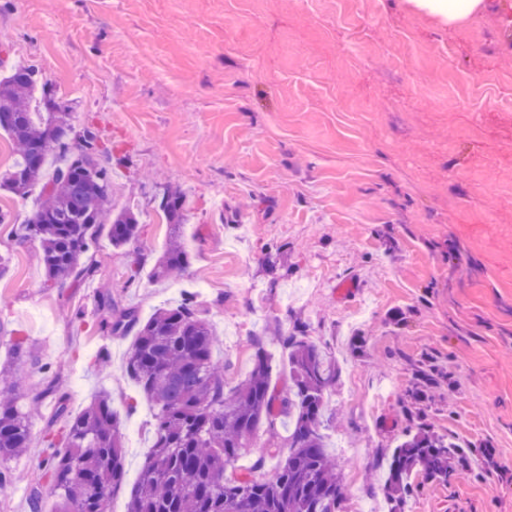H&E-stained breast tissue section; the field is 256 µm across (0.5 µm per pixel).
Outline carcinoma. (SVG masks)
<instances>
[{
  "label": "carcinoma",
  "instance_id": "cac0c4a2",
  "mask_svg": "<svg viewBox=\"0 0 512 512\" xmlns=\"http://www.w3.org/2000/svg\"><path fill=\"white\" fill-rule=\"evenodd\" d=\"M38 70L16 65L0 78V130L18 149V158L0 189L25 196L39 188L40 204L24 226L23 238L36 240L48 278L94 280L100 261L90 253L102 231L121 248L140 238L138 211L112 207L110 163L96 149L97 135L78 133L72 113L46 100L40 111L34 97ZM160 208L168 223H185L184 195L163 193ZM189 254L178 231L170 234L163 256L151 270L160 280L186 270ZM100 328L111 335L137 329L125 370L155 409L153 439L132 491L127 512H345V488L325 444V409L336 390L338 370L325 349L306 339L305 326L279 337L287 351L290 384L284 392L271 385V356L260 345L247 378L233 388L224 383V366L213 361L217 335L203 315L197 296L184 295L160 307L146 322L136 308L120 306L106 294ZM16 370L0 371V485L16 479L6 463L30 445V417L54 400L51 422L64 421L62 443L48 439L43 460L50 482L46 493L33 492L31 512H44V496L54 512H109L112 495L125 479L124 427L111 397L100 394L80 415L71 416L65 394L47 385L33 397L13 393ZM288 419V436L278 432ZM264 430L263 454L252 469L237 470ZM288 455L269 477L255 471L267 459ZM465 450L421 424L409 429L390 464L389 488L398 505L412 493L411 474L448 481Z\"/></svg>",
  "mask_w": 512,
  "mask_h": 512
}]
</instances>
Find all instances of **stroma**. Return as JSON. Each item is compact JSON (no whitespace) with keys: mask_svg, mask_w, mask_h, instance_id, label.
Wrapping results in <instances>:
<instances>
[{"mask_svg":"<svg viewBox=\"0 0 512 512\" xmlns=\"http://www.w3.org/2000/svg\"><path fill=\"white\" fill-rule=\"evenodd\" d=\"M17 64L97 133L115 207L140 211L139 245H95L114 301L145 319L197 290L230 387L258 339L286 387L275 339L299 322L344 351L327 445L346 512H390L418 414L470 453L448 482L417 475L405 512H512V0L454 25L413 0H0V75ZM167 184L186 194L190 264L157 281ZM37 203L0 190V367L19 345L51 363L75 415L111 395L126 473L109 510L127 512L153 423L125 372L134 337L101 331L98 281H48L19 238ZM51 413L0 512L47 486Z\"/></svg>","mask_w":512,"mask_h":512,"instance_id":"obj_1","label":"stroma"}]
</instances>
